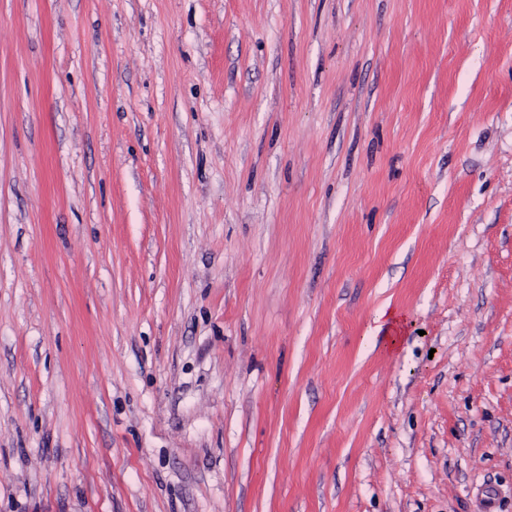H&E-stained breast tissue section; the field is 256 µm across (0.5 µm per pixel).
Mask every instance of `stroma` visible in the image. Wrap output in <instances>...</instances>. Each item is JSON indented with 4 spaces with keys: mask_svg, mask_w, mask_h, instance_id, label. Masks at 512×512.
<instances>
[{
    "mask_svg": "<svg viewBox=\"0 0 512 512\" xmlns=\"http://www.w3.org/2000/svg\"><path fill=\"white\" fill-rule=\"evenodd\" d=\"M490 498L512 0H0V512Z\"/></svg>",
    "mask_w": 512,
    "mask_h": 512,
    "instance_id": "stroma-1",
    "label": "stroma"
}]
</instances>
